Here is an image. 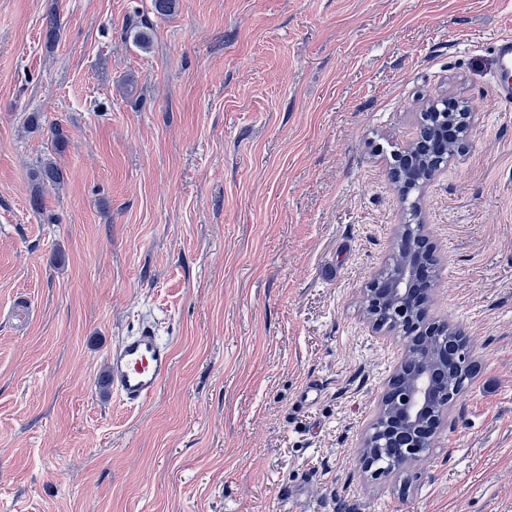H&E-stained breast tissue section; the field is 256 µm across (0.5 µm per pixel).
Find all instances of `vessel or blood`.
Wrapping results in <instances>:
<instances>
[{"label":"vessel or blood","instance_id":"b4317fda","mask_svg":"<svg viewBox=\"0 0 512 512\" xmlns=\"http://www.w3.org/2000/svg\"><path fill=\"white\" fill-rule=\"evenodd\" d=\"M496 99L512 101V37L496 42ZM173 364L170 347L151 326L144 325L122 337L108 356L106 383L123 405L138 408L149 401L169 377Z\"/></svg>","mask_w":512,"mask_h":512}]
</instances>
